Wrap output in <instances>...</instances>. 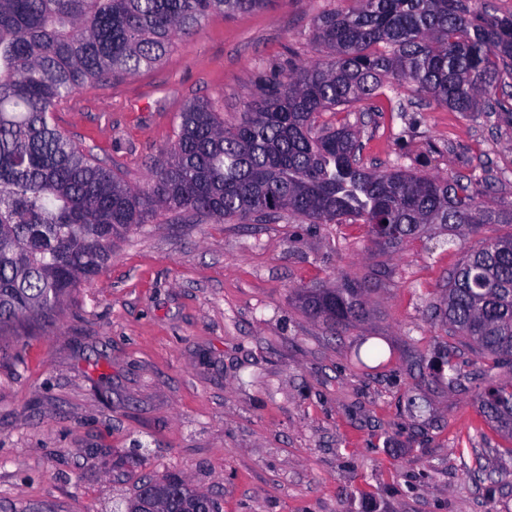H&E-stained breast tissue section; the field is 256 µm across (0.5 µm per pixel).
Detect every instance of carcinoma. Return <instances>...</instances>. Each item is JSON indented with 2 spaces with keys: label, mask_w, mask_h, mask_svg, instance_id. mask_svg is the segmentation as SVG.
Listing matches in <instances>:
<instances>
[{
  "label": "carcinoma",
  "mask_w": 512,
  "mask_h": 512,
  "mask_svg": "<svg viewBox=\"0 0 512 512\" xmlns=\"http://www.w3.org/2000/svg\"><path fill=\"white\" fill-rule=\"evenodd\" d=\"M358 2L314 18L326 59L265 81L237 125L224 126L209 101H190L141 188L61 131L53 112L85 88L156 68L212 15L270 0H0V335L54 324L118 239L169 213L217 224L360 221L386 248L436 224L469 234L512 224V200L481 205L475 175L367 167L357 130L318 125L322 113L396 84L451 112L512 124V12L488 0ZM365 293L345 277L296 296L310 318L346 328L364 319ZM434 315L494 367L512 369V234L467 252ZM476 402L512 438V381L487 376ZM144 492L166 512H218L176 475L143 481L125 512H142Z\"/></svg>",
  "instance_id": "obj_1"
}]
</instances>
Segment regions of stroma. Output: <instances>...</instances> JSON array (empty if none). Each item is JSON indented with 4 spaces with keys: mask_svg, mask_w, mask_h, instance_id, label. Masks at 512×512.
Instances as JSON below:
<instances>
[{
    "mask_svg": "<svg viewBox=\"0 0 512 512\" xmlns=\"http://www.w3.org/2000/svg\"><path fill=\"white\" fill-rule=\"evenodd\" d=\"M354 0H271L216 14L156 69L83 89L56 125L132 186L195 98L237 124L261 77L324 59L312 21ZM405 113H397V105ZM324 113L361 132L365 165L490 178L512 199V127L416 103L410 86ZM512 233L439 228L390 249L363 224L182 223L118 240L53 327L0 336V512H115L176 474L219 512H512V439L476 404L489 366L432 315L466 250ZM363 283L369 316L336 331L301 288ZM452 353L458 384L436 381ZM430 405L429 422L406 406Z\"/></svg>",
    "mask_w": 512,
    "mask_h": 512,
    "instance_id": "35a3bbf8",
    "label": "stroma"
}]
</instances>
